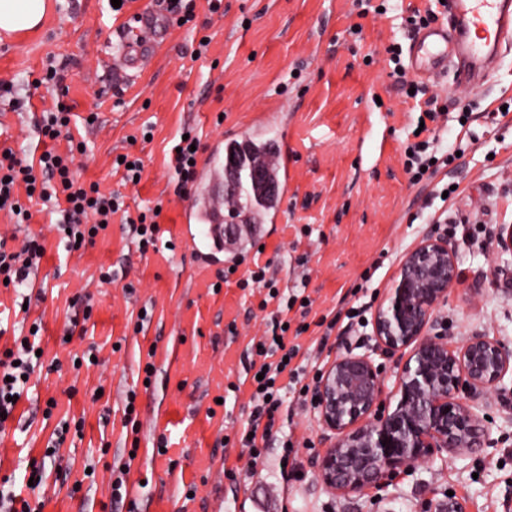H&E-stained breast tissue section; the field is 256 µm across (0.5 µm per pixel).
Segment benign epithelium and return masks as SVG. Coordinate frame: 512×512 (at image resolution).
Wrapping results in <instances>:
<instances>
[{
	"instance_id": "7a95c632",
	"label": "benign epithelium",
	"mask_w": 512,
	"mask_h": 512,
	"mask_svg": "<svg viewBox=\"0 0 512 512\" xmlns=\"http://www.w3.org/2000/svg\"><path fill=\"white\" fill-rule=\"evenodd\" d=\"M497 245L498 271L507 276L512 224L499 226ZM458 284L455 244L424 237L403 257L374 312L373 344L363 353L339 355L323 374L315 404L333 442L319 457L317 473L329 489L363 493L416 463L485 444L480 399L490 388L505 387L512 350L484 335L457 343L429 333L435 310ZM377 356L404 359L396 406L379 416L384 385Z\"/></svg>"
}]
</instances>
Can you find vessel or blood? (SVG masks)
<instances>
[{
    "label": "vessel or blood",
    "mask_w": 512,
    "mask_h": 512,
    "mask_svg": "<svg viewBox=\"0 0 512 512\" xmlns=\"http://www.w3.org/2000/svg\"><path fill=\"white\" fill-rule=\"evenodd\" d=\"M450 27L431 25L415 33L407 48L412 72L424 81L452 73L455 83L480 88L487 84L505 43L512 41V0H448ZM166 28L153 16L138 14L119 33L122 48L114 70L137 71L149 62ZM260 166L279 173L278 194L288 193V152L261 157Z\"/></svg>",
    "instance_id": "obj_1"
}]
</instances>
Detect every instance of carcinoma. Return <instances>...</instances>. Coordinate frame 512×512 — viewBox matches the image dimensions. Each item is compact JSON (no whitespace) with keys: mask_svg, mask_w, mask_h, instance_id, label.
Returning a JSON list of instances; mask_svg holds the SVG:
<instances>
[{"mask_svg":"<svg viewBox=\"0 0 512 512\" xmlns=\"http://www.w3.org/2000/svg\"><path fill=\"white\" fill-rule=\"evenodd\" d=\"M267 153L263 143L257 141H231L224 148V157L234 156L240 160L241 170L235 192L229 197L225 217L242 223L258 224L262 222L278 204L275 193L263 191L256 186L250 175L252 164Z\"/></svg>","mask_w":512,"mask_h":512,"instance_id":"obj_1","label":"carcinoma"}]
</instances>
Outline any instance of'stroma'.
<instances>
[{"instance_id":"obj_1","label":"stroma","mask_w":512,"mask_h":512,"mask_svg":"<svg viewBox=\"0 0 512 512\" xmlns=\"http://www.w3.org/2000/svg\"><path fill=\"white\" fill-rule=\"evenodd\" d=\"M353 0H224V12L195 0V19L172 26L169 41L150 64L131 78L106 70L115 32L129 16L150 12L166 17L162 0H127L113 12L109 0H55L53 13L35 33L0 40V81L13 85L21 103L0 102V147L29 158L44 149L38 123L43 109L61 102L71 109L73 133L86 143L76 161L81 180L96 181L105 193L120 194L123 212L112 217L105 236L80 252L68 251L57 227L59 214L32 202V219L17 224L0 211V237L38 235L45 256L29 284L43 298L22 309L14 288L0 286V350L42 326L44 371L30 380L27 397L0 436V476L27 457L40 456L57 423L83 419L82 435H67L60 462H47L39 493L43 512H444L450 499L468 512H512V391L492 389L482 401L487 431L483 447L462 456L444 455L391 476L366 493L330 490L315 462L329 442L314 402L293 395L280 378L281 435L257 464L239 444L252 388L246 379L253 341L264 336L278 303L260 307L258 291L240 287L255 262L280 298L306 291L312 300L310 328L299 343L303 358L317 352L336 357L363 352L371 327L333 330L319 347L318 323L350 307L378 306L402 258L428 235H451L459 254L461 282L435 311L436 331L462 342L481 334L512 349V289L495 270L499 225L512 224V43L488 85L473 91L445 78L430 84L448 108V125L438 128L440 151L449 153L447 182L459 195L448 223H429L420 207L434 183L412 184L404 169L406 128L413 118L403 90L388 77L385 49L408 44L401 14L424 9L428 0H363L369 15L351 13ZM385 14H378L379 6ZM362 23L360 37L347 29ZM210 45L195 56L201 37ZM59 67L55 88L38 81ZM468 107L469 134L458 138L461 107ZM94 125H84L89 114ZM267 125L262 139L287 146L292 181L278 225H240L235 240L209 237L196 222L208 261L168 233L186 213H200L203 199L220 198V181L194 183L187 196L174 193L167 162L182 128H194L204 145L199 162L213 157L216 143L250 137L257 116ZM153 138H142L145 126ZM393 135L377 146L384 129ZM142 159L138 186L122 181L113 167L118 155ZM162 205L166 231L157 247L138 248L126 217ZM226 275L223 288H208L201 269ZM111 272V282L100 280ZM91 316H84V307ZM78 326L64 341L69 320ZM171 355L200 350L224 370L216 383L203 370L185 366L181 380L163 367L146 376L149 347ZM99 362L73 369L87 350ZM99 399H92L94 390ZM136 392L138 428L124 415ZM56 400L45 415L48 400ZM174 422L171 444L158 452L163 435L157 417ZM296 442L295 459L284 465V435ZM136 450L128 475V498H110L109 466ZM84 493H73L74 482Z\"/></svg>"}]
</instances>
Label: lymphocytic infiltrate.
<instances>
[{"label": "lymphocytic infiltrate", "mask_w": 512, "mask_h": 512, "mask_svg": "<svg viewBox=\"0 0 512 512\" xmlns=\"http://www.w3.org/2000/svg\"><path fill=\"white\" fill-rule=\"evenodd\" d=\"M388 58L389 75L402 90H413L419 98L415 107L425 126L415 142L408 144V157L405 168L412 182H420L424 176L436 175L447 167L448 159L436 156L433 147L436 138L431 126L437 123L447 108L440 105L438 94L429 93L426 86L411 79L403 62V50L400 44L390 46ZM71 114L62 104L45 110L39 125V132L45 139L55 141L67 139L66 153L52 150L44 151L37 163L31 164L17 156L9 147L0 149V209L8 211L17 223L24 224L31 214L28 201L38 199L54 203L64 213L68 230L66 246L77 251L81 246L94 243L105 225L111 224L113 214L120 208L118 196L104 194L98 183L80 182L74 173L75 161L84 155L86 145L81 141H72L69 125ZM28 189L26 196H18L17 186ZM45 253V247L38 236H26L19 248L9 247L5 239L0 238V282L20 288L26 286L32 271L38 268ZM309 329L308 324H291L290 320L273 318L271 336L262 343L257 354L261 362L257 368L260 380L254 381L251 395V408L248 415L247 432L241 438L251 459H259L263 448L273 436L274 413L280 405L278 380L289 375L291 383L298 389L299 395H306L310 389L306 383L303 366H292L300 351L299 346H286L287 334L301 336ZM37 347L29 337L21 336L13 348L0 352V432L11 419L16 408L15 400L28 391V378L42 365Z\"/></svg>", "instance_id": "1"}]
</instances>
